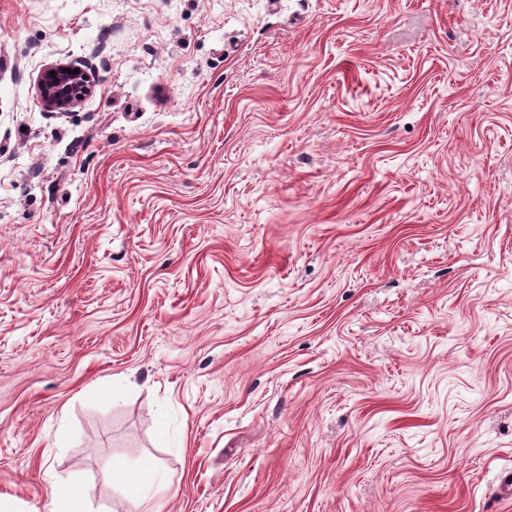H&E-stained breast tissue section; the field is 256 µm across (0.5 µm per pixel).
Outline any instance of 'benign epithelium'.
<instances>
[{"mask_svg":"<svg viewBox=\"0 0 512 512\" xmlns=\"http://www.w3.org/2000/svg\"><path fill=\"white\" fill-rule=\"evenodd\" d=\"M86 78L85 70L75 64L58 63L45 68L37 79L38 103L46 112L71 111L90 90Z\"/></svg>","mask_w":512,"mask_h":512,"instance_id":"obj_1","label":"benign epithelium"}]
</instances>
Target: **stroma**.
<instances>
[{
	"instance_id": "35a3bbf8",
	"label": "stroma",
	"mask_w": 512,
	"mask_h": 512,
	"mask_svg": "<svg viewBox=\"0 0 512 512\" xmlns=\"http://www.w3.org/2000/svg\"><path fill=\"white\" fill-rule=\"evenodd\" d=\"M147 457L163 512H512V0H0V512ZM63 68L69 69V72H64ZM76 68H79V72L74 74ZM51 71H55L54 77L50 76ZM86 78L85 70L75 64L48 66L37 79L38 103L45 112H70L90 90Z\"/></svg>"
}]
</instances>
